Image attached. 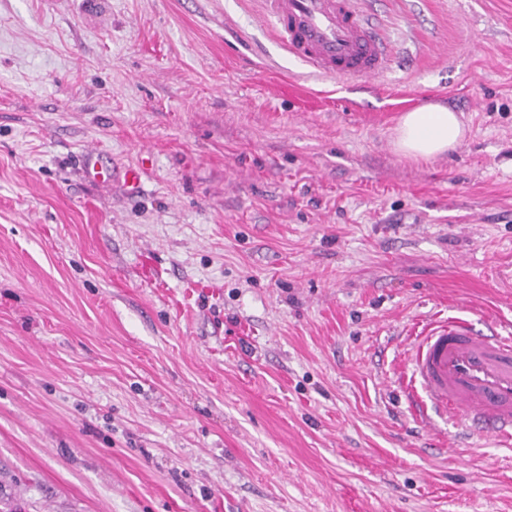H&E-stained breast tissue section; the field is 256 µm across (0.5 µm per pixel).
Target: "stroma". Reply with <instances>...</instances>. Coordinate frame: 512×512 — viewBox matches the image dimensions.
Instances as JSON below:
<instances>
[{"mask_svg": "<svg viewBox=\"0 0 512 512\" xmlns=\"http://www.w3.org/2000/svg\"><path fill=\"white\" fill-rule=\"evenodd\" d=\"M360 7L390 71L297 112L336 84L256 0H0V512H512L399 384L431 317L512 322V0ZM405 90L454 151L396 152ZM273 92L276 95L288 93V96L290 95L298 98L312 99L311 102L315 105V107H329L334 103L332 98H330L327 94L311 92L293 80L275 84L273 86ZM98 152L95 148L86 150L81 156L82 170L92 182L100 185L110 183L112 171L98 161Z\"/></svg>", "mask_w": 512, "mask_h": 512, "instance_id": "35a3bbf8", "label": "stroma"}]
</instances>
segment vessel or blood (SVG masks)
Returning <instances> with one entry per match:
<instances>
[{"label":"vessel or blood","mask_w":512,"mask_h":512,"mask_svg":"<svg viewBox=\"0 0 512 512\" xmlns=\"http://www.w3.org/2000/svg\"><path fill=\"white\" fill-rule=\"evenodd\" d=\"M360 0H260L261 16L288 54L318 76L370 80L384 75L390 61L378 28L358 7ZM275 94L332 106L323 93L295 81L274 85ZM92 182L110 183L112 172L96 149L81 156ZM402 392L418 424L431 413L449 417L465 435H485L512 445V330L491 324L476 330L465 314L434 317L409 336Z\"/></svg>","instance_id":"vessel-or-blood-1"}]
</instances>
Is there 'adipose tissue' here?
<instances>
[{"mask_svg": "<svg viewBox=\"0 0 512 512\" xmlns=\"http://www.w3.org/2000/svg\"><path fill=\"white\" fill-rule=\"evenodd\" d=\"M464 136L465 126L456 112L429 104L400 117L394 147L402 156L427 160L454 149Z\"/></svg>", "mask_w": 512, "mask_h": 512, "instance_id": "obj_1", "label": "adipose tissue"}]
</instances>
